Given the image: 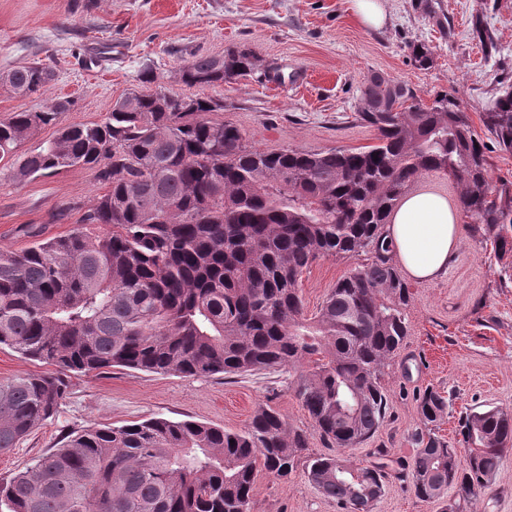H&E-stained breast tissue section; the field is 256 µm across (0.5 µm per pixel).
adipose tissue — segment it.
<instances>
[{
	"label": "adipose tissue",
	"instance_id": "1",
	"mask_svg": "<svg viewBox=\"0 0 512 512\" xmlns=\"http://www.w3.org/2000/svg\"><path fill=\"white\" fill-rule=\"evenodd\" d=\"M394 254L407 276L434 280L455 259L461 236L456 212L443 196L419 192L408 195L389 226Z\"/></svg>",
	"mask_w": 512,
	"mask_h": 512
}]
</instances>
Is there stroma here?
Wrapping results in <instances>:
<instances>
[{
	"label": "stroma",
	"instance_id": "obj_1",
	"mask_svg": "<svg viewBox=\"0 0 512 512\" xmlns=\"http://www.w3.org/2000/svg\"><path fill=\"white\" fill-rule=\"evenodd\" d=\"M381 29L359 23L345 0H0V73L31 61L54 70L45 100L72 103L66 124L104 120L114 103L140 88L152 67L159 85L189 94L180 70L199 55L224 56L251 49L257 68L205 88L222 100L214 122H230L249 145L362 148L375 132L357 111L375 74L408 84L422 102L433 92L459 98L472 124L502 83H512V0H383ZM484 28L493 45L479 39ZM425 44L431 67L415 65L411 46ZM106 191L96 169L75 166L49 176L17 179L0 162V250L21 251L36 241L80 227ZM355 259L318 260L301 285L307 314ZM408 335L383 369L388 406L384 423L351 449V461L373 460L384 450L392 468L412 462L424 425L417 398L426 388L444 392L449 408L438 425L448 442L458 440L467 410H512V270L490 250L463 236L455 260L441 278L411 280ZM58 413L33 430L18 448L0 454V479L57 447L71 430L121 426L162 415L244 429L255 411L269 406L293 427L307 431L309 455L331 453L313 432L307 412L282 371L183 378L114 368L72 373ZM307 457L278 478L258 470L251 512H342L306 477ZM437 502L417 498L406 482L390 478L371 512H440ZM467 512H512V453L489 488Z\"/></svg>",
	"mask_w": 512,
	"mask_h": 512
}]
</instances>
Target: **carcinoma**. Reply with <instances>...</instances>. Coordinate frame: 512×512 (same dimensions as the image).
I'll return each instance as SVG.
<instances>
[{
	"label": "carcinoma",
	"mask_w": 512,
	"mask_h": 512,
	"mask_svg": "<svg viewBox=\"0 0 512 512\" xmlns=\"http://www.w3.org/2000/svg\"><path fill=\"white\" fill-rule=\"evenodd\" d=\"M253 65L248 50L196 56L181 79L203 88ZM45 71L19 66L5 84L42 95L54 80ZM140 81L144 89L101 123H62L68 100L0 120V161L39 129L57 127L18 162V179L90 166L107 187L82 227L0 250V347L57 373L0 381V453L57 413L69 373L286 370L314 429L336 447L310 460L309 481L345 512H370L385 493L387 466L345 452L384 422L382 369L408 333L411 292L387 225L415 182L444 175L468 234L490 243L496 259L512 258V180L491 179L482 136L446 92L420 103L407 84L375 75L358 110L375 144L266 151L245 143L237 126L206 118L221 101L152 89L148 69ZM481 122L512 152V84ZM96 224L107 232L86 231ZM361 254L367 262L307 317L304 272L323 257ZM418 408L424 431L401 477L423 501L450 489L479 497L512 451V412L465 414L455 447L434 429L448 398L428 388ZM306 448L307 432L271 407L240 431L165 417L71 431L0 480V512H250L258 466L286 478Z\"/></svg>",
	"instance_id": "obj_1"
}]
</instances>
